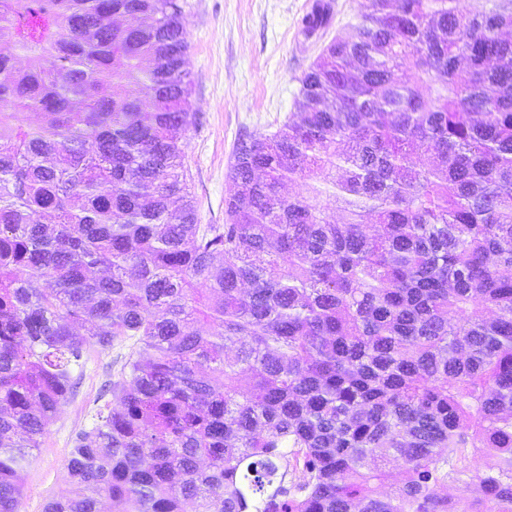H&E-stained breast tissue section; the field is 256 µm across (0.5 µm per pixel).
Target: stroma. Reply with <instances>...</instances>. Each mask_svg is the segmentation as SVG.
Here are the masks:
<instances>
[{
    "label": "stroma",
    "instance_id": "stroma-1",
    "mask_svg": "<svg viewBox=\"0 0 512 512\" xmlns=\"http://www.w3.org/2000/svg\"><path fill=\"white\" fill-rule=\"evenodd\" d=\"M310 2L180 0L195 116L181 137L200 223L224 221L225 181L239 137L267 134L295 119L299 77L358 20V0H330L328 26L305 36L301 20ZM113 359V353L93 350L76 370L74 395L20 475L21 512H43L49 498L69 491L64 460L73 436L92 423L101 388L116 373Z\"/></svg>",
    "mask_w": 512,
    "mask_h": 512
}]
</instances>
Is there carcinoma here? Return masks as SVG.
I'll return each instance as SVG.
<instances>
[{"label": "carcinoma", "instance_id": "1", "mask_svg": "<svg viewBox=\"0 0 512 512\" xmlns=\"http://www.w3.org/2000/svg\"><path fill=\"white\" fill-rule=\"evenodd\" d=\"M511 30L360 0L201 224L179 0H0V512L92 347L43 512H512Z\"/></svg>", "mask_w": 512, "mask_h": 512}]
</instances>
